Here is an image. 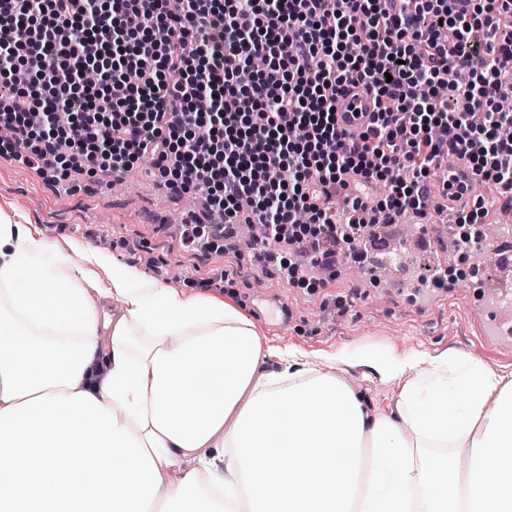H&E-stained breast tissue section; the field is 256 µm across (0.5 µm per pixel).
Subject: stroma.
Returning a JSON list of instances; mask_svg holds the SVG:
<instances>
[{
	"instance_id": "stroma-1",
	"label": "stroma",
	"mask_w": 512,
	"mask_h": 512,
	"mask_svg": "<svg viewBox=\"0 0 512 512\" xmlns=\"http://www.w3.org/2000/svg\"><path fill=\"white\" fill-rule=\"evenodd\" d=\"M148 168L143 160L122 174L105 170L91 180L76 170L69 182L60 183L47 171L0 157V209L19 210L31 227L49 229L59 249L75 241L100 247L110 265L135 267L144 281L179 293L232 299L258 325L264 347L273 350L292 346L315 361L374 344L400 356L475 355L495 370L512 372V352L486 343L471 316L478 299L472 282L512 293V274H504L492 258L462 259L429 249L416 259L414 283L393 290L371 276L367 260L358 268L340 264L332 273L315 276L311 285H297L244 242L188 247L182 226L208 223L206 201L172 207L167 189ZM449 264L463 271L451 292L434 285ZM260 290L288 300L293 309L288 322L257 315L253 296ZM339 372L357 379L370 407L388 406L397 392L394 382L355 359H347Z\"/></svg>"
}]
</instances>
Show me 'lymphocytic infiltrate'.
Segmentation results:
<instances>
[{
	"label": "lymphocytic infiltrate",
	"mask_w": 512,
	"mask_h": 512,
	"mask_svg": "<svg viewBox=\"0 0 512 512\" xmlns=\"http://www.w3.org/2000/svg\"><path fill=\"white\" fill-rule=\"evenodd\" d=\"M505 20L512 0H0V154L59 179L149 160L225 223L245 215L319 263L321 244L426 213L445 152L512 190ZM257 57L265 70L240 83ZM347 82L376 109L354 136L336 124ZM73 99L77 137L57 119ZM373 184L371 207L355 189Z\"/></svg>",
	"instance_id": "lymphocytic-infiltrate-1"
}]
</instances>
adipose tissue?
Masks as SVG:
<instances>
[{
  "label": "adipose tissue",
  "mask_w": 512,
  "mask_h": 512,
  "mask_svg": "<svg viewBox=\"0 0 512 512\" xmlns=\"http://www.w3.org/2000/svg\"><path fill=\"white\" fill-rule=\"evenodd\" d=\"M77 255L109 266L0 211V512H228L212 489L244 473L249 512H512V376L364 345L350 355L397 385L373 410L264 348L233 302L126 265L76 281Z\"/></svg>",
  "instance_id": "adipose-tissue-1"
}]
</instances>
